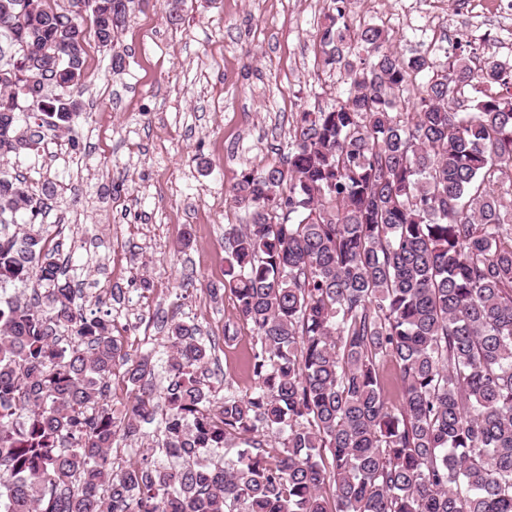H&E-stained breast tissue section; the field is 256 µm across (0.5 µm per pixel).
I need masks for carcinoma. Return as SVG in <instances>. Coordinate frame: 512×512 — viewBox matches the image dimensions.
I'll return each mask as SVG.
<instances>
[{
    "instance_id": "1",
    "label": "carcinoma",
    "mask_w": 512,
    "mask_h": 512,
    "mask_svg": "<svg viewBox=\"0 0 512 512\" xmlns=\"http://www.w3.org/2000/svg\"><path fill=\"white\" fill-rule=\"evenodd\" d=\"M67 2L0 0L1 160L42 141L25 111L55 130L81 111L84 14L111 50L134 0ZM320 44L346 97L299 113L284 157L232 189L245 394L201 380L215 344L177 322L115 417L112 320L83 312L43 198L0 172V512H512V77L405 56L377 23L332 17ZM469 83L485 91L464 109ZM144 424L156 447L115 470Z\"/></svg>"
}]
</instances>
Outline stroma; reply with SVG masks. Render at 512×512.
<instances>
[{"label": "stroma", "instance_id": "obj_1", "mask_svg": "<svg viewBox=\"0 0 512 512\" xmlns=\"http://www.w3.org/2000/svg\"><path fill=\"white\" fill-rule=\"evenodd\" d=\"M470 11L458 0H351L362 21L383 24L401 53L443 59L433 40L473 36L455 54L485 57L512 29V14ZM330 0H136L119 36L126 67L85 46L82 110L39 149L0 161L34 191L53 184L42 222L63 252L89 311L110 312L122 358L109 379L123 416L135 396L127 371L161 349L171 322L199 325L216 342L203 379L216 394L253 384L252 334L224 280V227L244 221L231 201L243 173L264 167L289 139L298 112L342 97L339 71L322 64Z\"/></svg>", "mask_w": 512, "mask_h": 512}]
</instances>
